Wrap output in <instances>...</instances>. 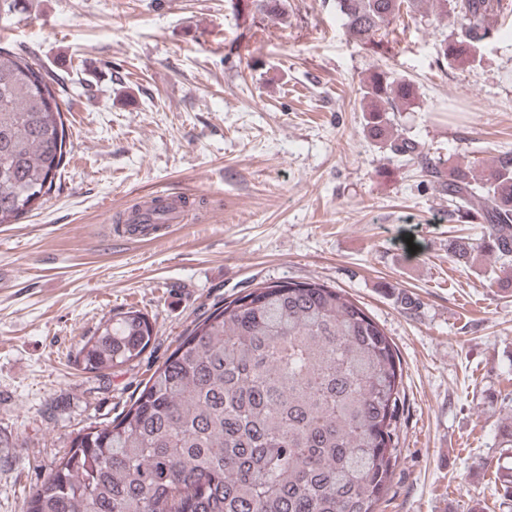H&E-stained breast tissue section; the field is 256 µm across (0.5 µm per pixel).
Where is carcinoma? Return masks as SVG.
Masks as SVG:
<instances>
[{
	"label": "carcinoma",
	"instance_id": "1",
	"mask_svg": "<svg viewBox=\"0 0 512 512\" xmlns=\"http://www.w3.org/2000/svg\"><path fill=\"white\" fill-rule=\"evenodd\" d=\"M424 0H336L347 32L372 44L401 7ZM273 20L287 0H252ZM456 61L493 34L507 0H456ZM415 85L387 70L363 82L364 132L387 161L416 167L448 203L450 223L482 236L448 243L467 263L512 262V154L482 168L428 156L399 131ZM64 83L0 46V224L32 210L66 166ZM155 199L126 224H164ZM153 326L133 308L81 338L73 361L121 372L149 346ZM403 367L394 343L344 291L317 282H260L191 322L138 395L86 427L24 494L23 512H376L398 465Z\"/></svg>",
	"mask_w": 512,
	"mask_h": 512
}]
</instances>
